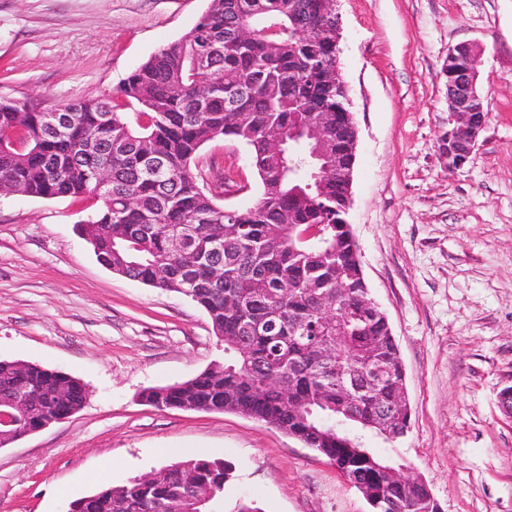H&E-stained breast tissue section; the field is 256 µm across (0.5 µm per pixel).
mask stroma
Segmentation results:
<instances>
[{
    "instance_id": "obj_1",
    "label": "stroma",
    "mask_w": 512,
    "mask_h": 512,
    "mask_svg": "<svg viewBox=\"0 0 512 512\" xmlns=\"http://www.w3.org/2000/svg\"><path fill=\"white\" fill-rule=\"evenodd\" d=\"M340 66L359 130L348 214L369 294L398 344L411 429L380 453L422 476L441 512H512V0H339ZM208 0H0V97L47 108L104 98L188 33ZM477 45L488 120L469 161L448 171L450 47ZM226 206L259 197L247 151L207 144ZM89 195L0 196V359L79 379L84 406L0 448V512H67L183 459L230 462L219 512H370L332 462L264 422L159 409L141 393L189 380L224 352L205 311L112 273L78 226Z\"/></svg>"
}]
</instances>
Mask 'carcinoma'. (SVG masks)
Returning a JSON list of instances; mask_svg holds the SVG:
<instances>
[{
	"label": "carcinoma",
	"mask_w": 512,
	"mask_h": 512,
	"mask_svg": "<svg viewBox=\"0 0 512 512\" xmlns=\"http://www.w3.org/2000/svg\"><path fill=\"white\" fill-rule=\"evenodd\" d=\"M326 2L209 0L194 28L152 54L112 96L61 105L71 119L60 131L47 110L0 98V139L28 142L23 153L0 148V178L32 197H78L93 193L98 171L107 170L110 193L80 225L97 260L206 312L224 359L187 381L144 390L145 402L272 422L359 479L372 512H433L425 489L386 482L391 461L369 446L370 431L336 419L343 400L367 422L394 409L391 423L400 429L412 412L400 405L397 373L363 394L334 377L338 362L367 370L380 358L395 361L398 345L366 306L346 220L349 184L333 177L319 192L304 190L313 161L307 143L291 137L297 125L324 117L331 152L347 153L353 139L349 123L336 124L345 90L324 79L336 64ZM124 106L135 107V123L118 112ZM224 138L247 149L260 190L254 206L236 211L235 224L193 170L201 150ZM273 138L283 140L277 154L268 150ZM339 279L347 286L341 314L328 318L323 299ZM326 340L337 356L316 353ZM272 378L288 383V395ZM20 388L38 411L25 422L30 429L40 418L76 413L87 399L76 378L37 363L22 373L18 361L0 359V400ZM230 478L228 462L195 458L164 466L148 483L105 484L72 504L76 512H205Z\"/></svg>",
	"instance_id": "cac0c4a2"
}]
</instances>
